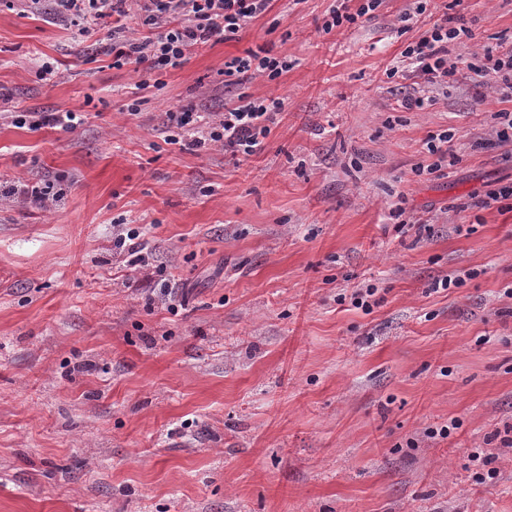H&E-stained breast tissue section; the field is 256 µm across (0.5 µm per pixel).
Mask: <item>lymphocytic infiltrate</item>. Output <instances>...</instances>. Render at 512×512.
I'll return each mask as SVG.
<instances>
[{"mask_svg": "<svg viewBox=\"0 0 512 512\" xmlns=\"http://www.w3.org/2000/svg\"><path fill=\"white\" fill-rule=\"evenodd\" d=\"M55 14L88 35L98 27L110 32L114 66L132 65L144 71L137 90L149 88L150 74L180 69L191 52L209 42L237 39L249 24L266 15L273 0H54ZM457 18L441 16L405 43L387 78L409 72L422 86L445 87L454 82L460 60L454 45L471 37ZM292 67L287 57L258 47L228 58L220 74L225 86H239L256 78L278 80ZM468 68L474 79L493 81L505 101H512V36L500 38L496 48L485 50ZM284 102L277 97L256 98L242 93L226 102L223 111L200 112L181 105L168 112L172 128L186 138L190 148L215 147L250 157L262 152L273 128L280 122Z\"/></svg>", "mask_w": 512, "mask_h": 512, "instance_id": "f902f5d3", "label": "lymphocytic infiltrate"}]
</instances>
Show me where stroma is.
Segmentation results:
<instances>
[{
  "instance_id": "obj_1",
  "label": "stroma",
  "mask_w": 512,
  "mask_h": 512,
  "mask_svg": "<svg viewBox=\"0 0 512 512\" xmlns=\"http://www.w3.org/2000/svg\"><path fill=\"white\" fill-rule=\"evenodd\" d=\"M449 2L429 0L409 34L446 11L473 33L457 54L512 34V0ZM410 3L327 34L333 0H276L136 115L139 76L113 67L106 30L79 35L53 0L0 5V91L81 116L0 120V185L63 191L51 210L0 199V512H512V211L470 206L512 182V146L492 132L499 94L465 73L398 110L417 84L385 71ZM260 46L293 63L244 87L284 101L264 151L169 140L166 112L223 111L225 59ZM443 130L454 165L414 177ZM400 205L429 231L398 232ZM122 223L142 255L115 247ZM366 280L371 312L337 304ZM453 419L448 439L425 436ZM482 444L492 484L467 457ZM12 99L8 95H4L1 93L0 95V117L2 118L3 114H11L10 117L13 119V122L19 126L28 125L31 130L42 129L47 126L61 128L73 127L74 120L76 118V112L67 110L65 112H10V108L12 106H7L5 108L4 105L11 102ZM16 114V115H12Z\"/></svg>"
}]
</instances>
